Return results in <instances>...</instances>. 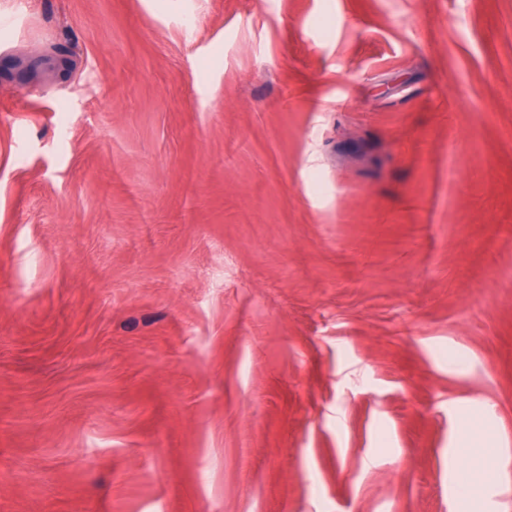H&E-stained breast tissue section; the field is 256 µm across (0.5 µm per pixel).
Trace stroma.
I'll return each mask as SVG.
<instances>
[{
    "label": "stroma",
    "instance_id": "obj_1",
    "mask_svg": "<svg viewBox=\"0 0 512 512\" xmlns=\"http://www.w3.org/2000/svg\"><path fill=\"white\" fill-rule=\"evenodd\" d=\"M1 21L0 512H456L471 408L512 460V0Z\"/></svg>",
    "mask_w": 512,
    "mask_h": 512
}]
</instances>
